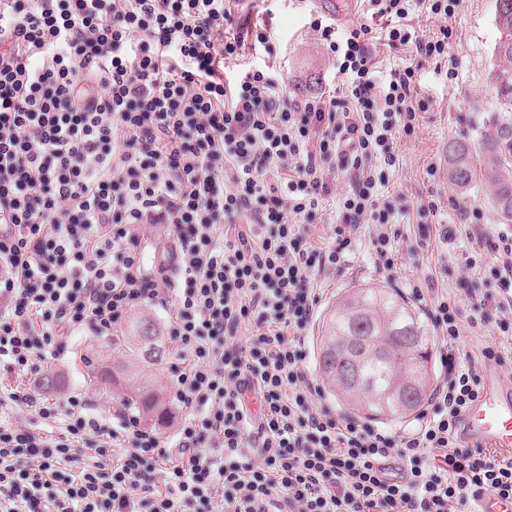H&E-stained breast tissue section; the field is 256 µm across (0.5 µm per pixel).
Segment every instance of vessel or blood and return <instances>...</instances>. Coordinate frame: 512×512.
Segmentation results:
<instances>
[{"mask_svg": "<svg viewBox=\"0 0 512 512\" xmlns=\"http://www.w3.org/2000/svg\"><path fill=\"white\" fill-rule=\"evenodd\" d=\"M333 24L355 18L360 0H314ZM458 434L463 444L512 451V381L495 372L483 375V388L461 417ZM474 512H512V500L486 491L477 499Z\"/></svg>", "mask_w": 512, "mask_h": 512, "instance_id": "b4317fda", "label": "vessel or blood"}]
</instances>
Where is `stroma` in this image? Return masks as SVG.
Masks as SVG:
<instances>
[{"instance_id":"1","label":"stroma","mask_w":512,"mask_h":512,"mask_svg":"<svg viewBox=\"0 0 512 512\" xmlns=\"http://www.w3.org/2000/svg\"><path fill=\"white\" fill-rule=\"evenodd\" d=\"M315 11L312 0H254L237 14L246 27L260 25L274 32L276 54L257 55L253 61L274 66L284 79L285 94L291 96L328 93L342 83L333 55L309 26ZM494 13L495 0H459L451 22L458 61L456 79H448L445 71L431 62L417 72L416 92L430 99L432 106L419 113L415 135L398 142L400 162L389 182L391 199L407 208L403 218L407 238L400 243L402 265L398 273L392 277L379 274L367 244H360L346 269L319 277L322 304L332 302L344 289L365 283L384 284L403 293L410 284L432 278L439 291L456 292L458 280L466 274L462 255L467 238L461 234L447 244L433 234L419 240L413 221L419 201L435 199L443 223H459L461 210L476 207L483 212L488 229L499 228L486 185L476 183L468 197H461L443 165L451 140L461 136L479 139L501 110L492 75L493 49L499 38ZM116 358L110 341L87 331L76 333L64 337L62 350L50 358L42 374L60 377L63 382L62 387H50V394L65 390L86 396L100 424L109 426L116 411L125 407L126 389L107 383L89 386L86 362L91 359L108 367Z\"/></svg>"}]
</instances>
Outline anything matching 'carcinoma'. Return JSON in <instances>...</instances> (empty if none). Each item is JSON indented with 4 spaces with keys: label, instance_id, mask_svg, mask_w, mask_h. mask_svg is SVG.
I'll list each match as a JSON object with an SVG mask.
<instances>
[{
    "label": "carcinoma",
    "instance_id": "cac0c4a2",
    "mask_svg": "<svg viewBox=\"0 0 512 512\" xmlns=\"http://www.w3.org/2000/svg\"><path fill=\"white\" fill-rule=\"evenodd\" d=\"M499 35L512 40V0H495ZM493 77L502 112L492 129L477 140L460 137L448 144V179L463 196L477 180L491 191L498 218L512 223V48H494ZM316 365L323 385L337 392L357 414L377 420L387 414L404 418L417 412L430 395L435 364L427 324L395 289L364 286L327 306L319 322ZM128 351L116 362L112 382H133L127 406L162 424L168 409L159 400L146 364L162 357V337L147 319L131 323ZM415 383L420 396L411 406L399 404L395 392Z\"/></svg>",
    "mask_w": 512,
    "mask_h": 512
}]
</instances>
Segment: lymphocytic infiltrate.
<instances>
[{
	"label": "lymphocytic infiltrate",
	"instance_id": "obj_1",
	"mask_svg": "<svg viewBox=\"0 0 512 512\" xmlns=\"http://www.w3.org/2000/svg\"><path fill=\"white\" fill-rule=\"evenodd\" d=\"M408 60L376 79L370 26L311 29L341 88L284 95L267 28L244 30L234 0H0V368L39 374L65 333L110 338L137 307L171 305L174 446L136 415L104 428L87 399L38 387L0 394V512H472L512 499V456L463 446L462 412L494 346L463 353V329L512 337V227L463 211V255L486 291L462 307L411 288L439 335L441 381L410 427L392 430L323 401L307 367L318 276L367 241L393 274L400 209L387 194L400 139L429 99L416 71L455 75L458 0H367ZM441 18L416 35L415 8ZM239 65L225 79V64ZM277 172L269 183V172ZM349 190L329 205L328 181ZM333 208L330 240L310 227ZM148 224L169 249L145 265ZM56 422L34 431L17 405ZM473 512H512V500L485 491L478 497Z\"/></svg>",
	"mask_w": 512,
	"mask_h": 512
}]
</instances>
